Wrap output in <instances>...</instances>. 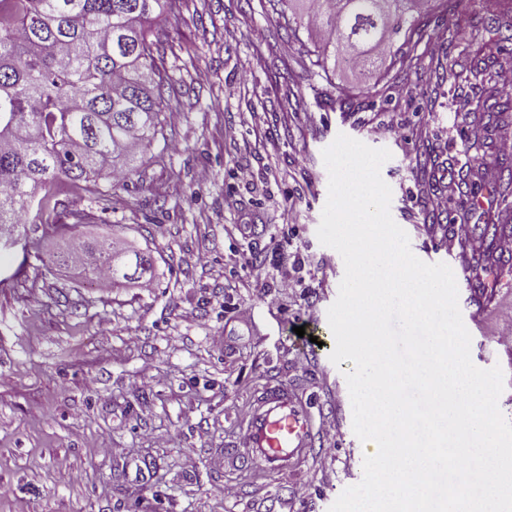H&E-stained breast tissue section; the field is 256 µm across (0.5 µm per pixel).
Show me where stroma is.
Listing matches in <instances>:
<instances>
[{"label": "stroma", "mask_w": 512, "mask_h": 512, "mask_svg": "<svg viewBox=\"0 0 512 512\" xmlns=\"http://www.w3.org/2000/svg\"><path fill=\"white\" fill-rule=\"evenodd\" d=\"M447 19L446 40L418 46L417 68L378 83L342 61L316 67L318 33L289 41L268 0H183L157 26L172 89L139 174L108 202L60 180L57 223L38 229L36 253L0 248V512H328L361 481L353 364L330 360L327 311L344 263L317 237L322 152L341 133L390 151L381 177L391 216L417 258L452 269L472 361L501 366L499 408L512 420V341L498 333L512 319V274L477 309L447 232L428 229L449 213L468 224L504 213L490 185L466 189L478 168L512 155V127L496 128L469 69L476 58L512 69V18L499 0L451 17L433 0L430 31ZM475 124L486 133L474 143L464 134ZM244 166L247 184L235 176ZM229 224L240 233H225ZM101 237L150 251L151 287H95L52 264ZM255 259L266 278L250 277ZM279 383L340 439L316 437L285 476L225 467L263 387Z\"/></svg>", "instance_id": "stroma-1"}]
</instances>
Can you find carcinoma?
Listing matches in <instances>:
<instances>
[{
	"label": "carcinoma",
	"mask_w": 512,
	"mask_h": 512,
	"mask_svg": "<svg viewBox=\"0 0 512 512\" xmlns=\"http://www.w3.org/2000/svg\"><path fill=\"white\" fill-rule=\"evenodd\" d=\"M279 2L291 32L307 25L322 34L316 63L324 70L333 55L378 81L388 53L401 70L417 66V58L393 50L397 37L405 45L432 40L418 24L431 0H305L294 12L288 0ZM179 12L180 0H0V231L17 230L29 214L34 224L54 223L49 193L63 178L96 191L99 180L138 170L171 86L154 56L155 25ZM471 76L498 106L497 123L512 125V97L492 69L476 67ZM453 233L470 302L487 305L498 286L494 273L512 262L502 249L512 224H457ZM77 257L92 281L154 278L151 253L113 251L105 239L54 263Z\"/></svg>",
	"instance_id": "carcinoma-1"
}]
</instances>
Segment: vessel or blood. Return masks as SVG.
<instances>
[{"label":"vessel or blood","instance_id":"b4317fda","mask_svg":"<svg viewBox=\"0 0 512 512\" xmlns=\"http://www.w3.org/2000/svg\"><path fill=\"white\" fill-rule=\"evenodd\" d=\"M312 417L288 386L269 389L249 422L247 445L252 460L272 471L288 469L292 459L313 446Z\"/></svg>","mask_w":512,"mask_h":512}]
</instances>
